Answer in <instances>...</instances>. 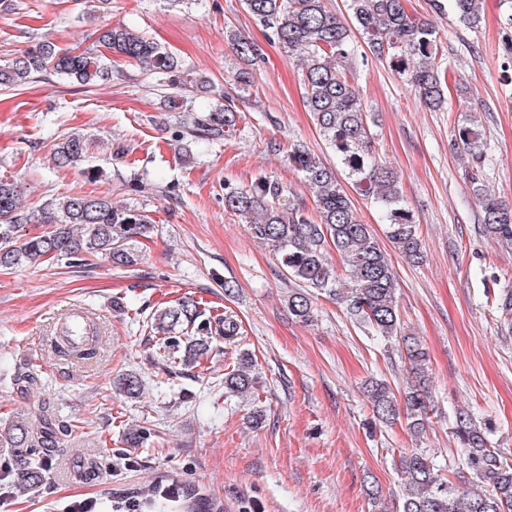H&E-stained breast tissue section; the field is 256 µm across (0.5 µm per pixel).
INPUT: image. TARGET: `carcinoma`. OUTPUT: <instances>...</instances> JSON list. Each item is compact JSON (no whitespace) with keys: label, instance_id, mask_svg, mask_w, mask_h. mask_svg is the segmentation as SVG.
I'll use <instances>...</instances> for the list:
<instances>
[{"label":"carcinoma","instance_id":"obj_1","mask_svg":"<svg viewBox=\"0 0 512 512\" xmlns=\"http://www.w3.org/2000/svg\"><path fill=\"white\" fill-rule=\"evenodd\" d=\"M249 14L270 30V39L295 55L303 74L305 98L319 134L336 150L351 189L382 212L386 238L403 258L423 259L418 224L404 204L394 172L377 157L370 114L354 89L359 45L349 27L327 10L325 0H245ZM434 9L448 12L462 26L477 29L483 22L482 0H432ZM346 11L361 41L377 59L386 62L414 96L433 111L448 107L449 68L442 54L436 27L409 13L405 0H346ZM237 57L251 66L263 58V48L239 33L229 34ZM95 43L112 57L136 61L160 77L173 90L171 107L180 109L188 95L211 92L205 77L183 68L179 59L140 30L124 24L96 30ZM52 71L82 87L103 83L112 70L90 49H56L38 43L9 64L0 66V87L17 88L35 75ZM242 119L231 101L218 96L203 112L180 116L177 137L220 142L237 131ZM448 148L466 159L474 187L483 181L486 141L482 126L467 118L453 123ZM89 142L73 133L57 144L53 159L59 168L85 161ZM288 163L303 176L314 194L313 212L299 204L281 203L282 188L259 177L248 186L224 182V209L249 224L254 237L269 245L283 275L296 288L288 292V312L296 319L314 321V297L326 294L336 300L353 323L365 327L399 347L407 371L415 381L394 391L381 381L367 386L375 420L384 426L405 422L416 436L426 431L431 408L428 354L420 340L401 324L397 276L389 254L380 246L371 226L362 222L351 195L326 166L302 143L286 151ZM17 181L0 177V270L51 260L88 263L93 258L114 268L138 264L141 240L148 238L151 219L137 208L116 206L108 194H70L43 205L39 233H25L30 217L21 207ZM482 232L512 246V205L488 194L481 195ZM146 327L156 335V352L164 373L178 364L193 365L211 350L215 335L231 340L239 334L230 317H213L191 298L157 310ZM55 351L77 360H91L96 345L62 347ZM252 358L226 373L224 392L243 395L257 376ZM72 424L42 414L33 419L15 416L0 432V446L13 450L9 474L20 488L40 487L49 461L63 453L64 437ZM452 435L480 491H459L435 472L432 460L418 448L399 454L403 475L401 512H512V457L491 446L487 432L470 414L456 411Z\"/></svg>","mask_w":512,"mask_h":512}]
</instances>
